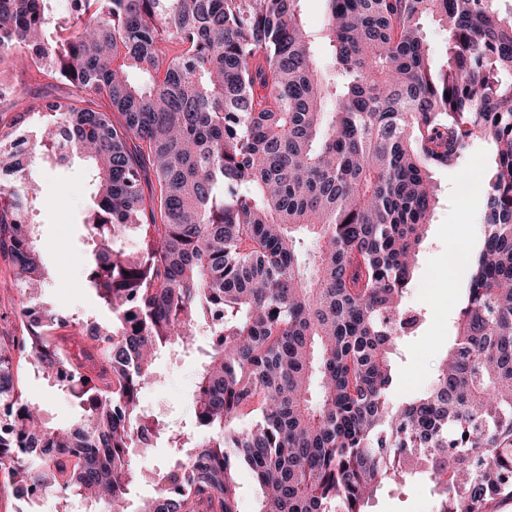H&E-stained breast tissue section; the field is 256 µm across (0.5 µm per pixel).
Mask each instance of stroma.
<instances>
[{"instance_id": "stroma-1", "label": "stroma", "mask_w": 512, "mask_h": 512, "mask_svg": "<svg viewBox=\"0 0 512 512\" xmlns=\"http://www.w3.org/2000/svg\"><path fill=\"white\" fill-rule=\"evenodd\" d=\"M489 154L488 144L477 140L457 165L432 172L440 187V200L427 226L408 294L409 303L422 309L424 321L416 334L398 341L391 400L408 399L427 385L454 339L460 296L468 282L467 267L453 264L454 252L459 248L472 252L481 240L483 227L478 218L484 209V191L470 182L469 173L481 168ZM83 169L79 162L60 170L41 160L30 168L31 179L43 190V202L34 211L45 273L41 299L55 310L90 315L107 323L112 319L111 312L86 283L82 221L93 201ZM13 278L9 261L0 252V340L5 342L20 333L22 297L13 286ZM208 344V337L201 336L192 349L161 353L154 380L142 392L143 405L155 409L171 426L184 425L193 414V395ZM22 389L53 424L65 427L78 419L80 409L75 399L48 385L33 371L24 372ZM433 510L428 487L418 482L402 489H385L370 507V512Z\"/></svg>"}]
</instances>
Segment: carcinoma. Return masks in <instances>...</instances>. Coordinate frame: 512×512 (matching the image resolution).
Wrapping results in <instances>:
<instances>
[{
	"mask_svg": "<svg viewBox=\"0 0 512 512\" xmlns=\"http://www.w3.org/2000/svg\"><path fill=\"white\" fill-rule=\"evenodd\" d=\"M0 0V75L68 93L0 101V249L37 326L0 345V474L16 497L130 512L148 431L173 450L135 512H368L424 481L436 512L512 500V7L500 0ZM447 32L430 53L421 20ZM36 123L41 133L28 137ZM480 139L486 225L455 339L428 385L395 405L399 330L431 171ZM86 164L87 283L112 323L38 296L36 157ZM138 247H118L126 237ZM74 329L82 352L57 339ZM213 338L190 423L140 403L157 354ZM29 366L84 419L61 429L23 397ZM319 400H309L313 386ZM208 437L198 441L196 435ZM302 17L306 26L313 30H319L324 22L326 5L322 0L301 1ZM240 512H254L256 509L255 498L259 488L251 471L246 466H241L237 472Z\"/></svg>",
	"mask_w": 512,
	"mask_h": 512,
	"instance_id": "obj_1",
	"label": "carcinoma"
}]
</instances>
